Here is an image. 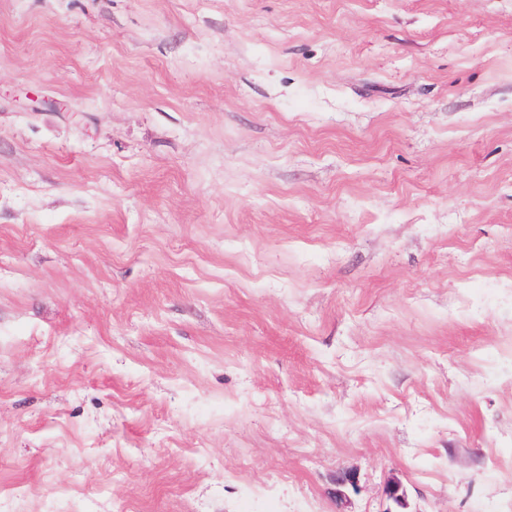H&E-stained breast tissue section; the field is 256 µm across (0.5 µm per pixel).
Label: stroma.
<instances>
[{
	"instance_id": "35a3bbf8",
	"label": "stroma",
	"mask_w": 512,
	"mask_h": 512,
	"mask_svg": "<svg viewBox=\"0 0 512 512\" xmlns=\"http://www.w3.org/2000/svg\"><path fill=\"white\" fill-rule=\"evenodd\" d=\"M0 512H512V0H0Z\"/></svg>"
}]
</instances>
